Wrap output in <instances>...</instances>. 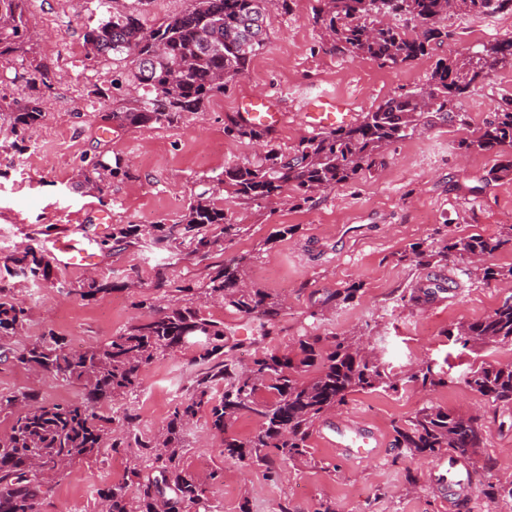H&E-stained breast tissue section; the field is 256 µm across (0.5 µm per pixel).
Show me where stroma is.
Listing matches in <instances>:
<instances>
[{"label": "stroma", "mask_w": 512, "mask_h": 512, "mask_svg": "<svg viewBox=\"0 0 512 512\" xmlns=\"http://www.w3.org/2000/svg\"><path fill=\"white\" fill-rule=\"evenodd\" d=\"M316 0H291L288 13H270V39L233 82L204 111L187 113L170 124L120 127L106 120L111 102L93 96V86L108 85L123 62L94 63L86 56L84 33L91 0H30L28 37L51 69L43 89L47 116L28 134L26 153L0 151V265L17 247L45 248L64 234L99 238L92 270L53 267L52 278L32 283L9 279L8 288L31 310L21 335L0 340V401L35 391L49 402L67 404L82 388L51 375L14 365L7 350L35 341L48 329L81 351L107 342L142 310L141 293L165 272L175 281L203 282L212 266L245 256L250 286L283 300L274 333L261 335L257 320L200 297L201 312L224 325L226 341L239 363L250 364L257 352L283 351L304 331L323 336L364 337L380 361L406 383L398 391L356 393L327 414L323 425L353 417L380 438L374 456L337 455L319 435L298 461L266 467L224 458V438L210 431L208 409H201L185 432L183 466L204 483L203 504L210 512H449L448 492L437 480L434 460L413 456L394 442L392 426L419 409L439 405L463 416L479 417L485 444L475 458L476 476L463 496L460 512H512L511 499H488L486 489L512 481V405H494L463 381L480 362H512V347H461L448 330L481 319L512 295V281L484 284L474 266L458 261L418 266L404 260L410 244L440 247L448 236H495L512 225V176L487 181L503 159L501 150L462 154L460 140L480 134L502 98H512V67L486 75L463 101V121L423 129L391 145L383 166L329 190L316 203L295 206L282 197L261 205H243L231 197L223 204L245 224L242 237L203 259L188 252L151 244L115 246L98 213L116 224L173 223L190 198L224 178L231 163L253 158L255 145L227 137V116L236 114L245 93L274 97L288 120L272 141L289 152L311 136L300 115L307 99L326 91L352 100L356 112L425 83L438 59L478 50L482 43L512 34V10L495 17L451 14L442 25L454 33L428 55L397 66L352 58L330 50L313 19ZM120 158L125 176L104 191L80 189V173L94 157ZM294 234H283L284 226ZM112 281L103 300L71 295L89 274ZM362 293L349 304L322 306V299L352 283ZM435 287L422 304L409 297ZM199 352L189 346L145 365L143 388L119 400L135 415L145 436L165 431L182 399L193 393L203 371ZM453 376L448 387L424 390L407 377L423 360ZM135 451L100 449L74 463L56 479L42 512H100L101 490L124 482L154 479V470L132 475Z\"/></svg>", "instance_id": "stroma-1"}]
</instances>
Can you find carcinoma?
Listing matches in <instances>:
<instances>
[{
	"label": "carcinoma",
	"mask_w": 512,
	"mask_h": 512,
	"mask_svg": "<svg viewBox=\"0 0 512 512\" xmlns=\"http://www.w3.org/2000/svg\"><path fill=\"white\" fill-rule=\"evenodd\" d=\"M286 11L288 0H192L191 8L153 25L145 23L151 0H134L128 8L119 0H97V19L88 26L84 42L93 61L112 58L125 62V71L106 87L92 94L112 100L117 106L108 119L121 125L147 126L171 123L183 112H200L211 98L224 94L253 57L269 40L268 5ZM29 0H0V60L15 61L32 93L22 98L0 94V120L7 122L15 151L24 149L26 132L46 117V101L39 86L47 85L49 68L29 45L27 37ZM314 21L331 50L353 58H368L383 65H401L428 53L431 44L450 39L453 33L437 26L449 11L491 15L511 6L512 0H317ZM387 16H399L412 26H392ZM512 66V36L482 45L467 57L437 60L427 81L400 92L362 114L357 122L321 131L302 139L284 153L271 146L270 134L230 117L224 134L238 140L265 144L266 150L248 163L224 170V183L244 205H260L287 192L296 205H306L315 195L384 164L393 143L421 127L448 123L461 117V101L489 70ZM512 147V100L500 104L480 135L464 139L465 153ZM125 175L120 159L98 158L83 172L82 184L101 191L109 178ZM212 191L197 194L185 212L171 224L112 226L116 245H135L145 236L176 249L185 248L203 259L241 236L246 228L233 214L218 205ZM512 247V225L497 237L473 234L450 236L438 251L420 243L409 246L417 265L435 258L448 261L459 256L476 258L481 278L487 283L512 279L486 258ZM5 270L34 281H48L50 257L41 249L26 247L8 257ZM242 259L227 258L212 267L207 281L176 284L158 273L153 288L184 297L198 293L224 303L248 317L259 319L262 335L271 333L280 316L281 302L261 288L245 282ZM361 286L351 284L326 295L321 305L353 302ZM112 292L106 278L90 279L68 289L84 300ZM138 306L147 310L122 332L102 345L77 352L65 338L46 330L35 341L11 352L12 359L29 369L41 370L83 388L80 401L50 403L37 392H27L6 401L19 405L10 432L0 436V512H40L43 496L60 470L57 464L72 463L96 454L102 448L109 419L102 406L123 399L142 386V369L156 357L199 345V360L206 368L196 380L194 393L174 408L166 431L153 439L136 432L135 417L125 414L123 433L112 441L114 448H137L158 471L159 478L138 484L132 498L125 483L100 492L106 512H187L202 501L201 480L182 465L184 430L200 409L209 410L210 430L224 435V457L267 465L272 458L287 464L307 453L316 423L330 411L346 404L357 392L379 389L398 391L400 379L388 372L359 336H321L305 332L296 349L282 354L260 352L252 366L243 367L224 351V328L202 314L199 308L179 302L161 308L150 293L142 294ZM30 317L29 309L0 285V338L19 335ZM462 347L471 343L512 346V297L504 300L484 319L459 323L448 330ZM408 382L423 389L448 385V375L426 362L408 376ZM465 384L493 404H512V363H480L464 375ZM224 386L215 400L213 387ZM256 419L259 428L248 438L227 434L240 416ZM397 447L412 455L439 457L453 450L474 457L484 447V424L477 417L453 415L440 406H426L393 425ZM174 492L164 497L165 490Z\"/></svg>",
	"instance_id": "carcinoma-1"
}]
</instances>
